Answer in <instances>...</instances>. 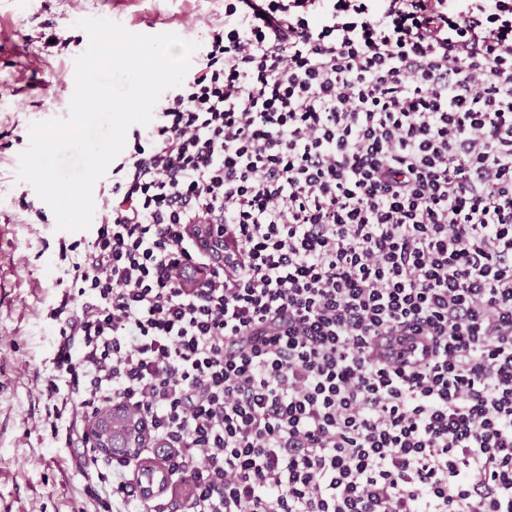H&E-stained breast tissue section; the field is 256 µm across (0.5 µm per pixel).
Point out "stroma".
<instances>
[{
    "instance_id": "obj_1",
    "label": "stroma",
    "mask_w": 512,
    "mask_h": 512,
    "mask_svg": "<svg viewBox=\"0 0 512 512\" xmlns=\"http://www.w3.org/2000/svg\"><path fill=\"white\" fill-rule=\"evenodd\" d=\"M91 17L202 45L207 25L224 22V0H0V512H79L86 501L84 450L52 438L42 389L56 340L44 315L74 290L59 244L93 232L58 229L17 171L31 126L69 115L89 40L78 22Z\"/></svg>"
}]
</instances>
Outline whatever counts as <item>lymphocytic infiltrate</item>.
<instances>
[{"label":"lymphocytic infiltrate","mask_w":512,"mask_h":512,"mask_svg":"<svg viewBox=\"0 0 512 512\" xmlns=\"http://www.w3.org/2000/svg\"><path fill=\"white\" fill-rule=\"evenodd\" d=\"M101 196L53 437L123 403L187 512H512V0H224Z\"/></svg>","instance_id":"f902f5d3"}]
</instances>
